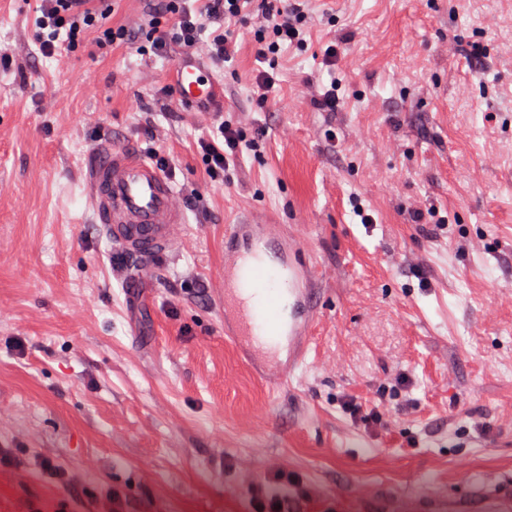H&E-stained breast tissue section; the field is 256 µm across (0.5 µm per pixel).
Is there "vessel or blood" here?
Instances as JSON below:
<instances>
[{
	"mask_svg": "<svg viewBox=\"0 0 512 512\" xmlns=\"http://www.w3.org/2000/svg\"><path fill=\"white\" fill-rule=\"evenodd\" d=\"M215 81L198 62L180 64L175 91L196 104ZM89 180L102 234L127 251L157 256L176 244L186 216L169 178L139 153L100 149ZM316 274L294 237L273 224H231L224 231V326L236 343L284 383L300 362L317 318Z\"/></svg>",
	"mask_w": 512,
	"mask_h": 512,
	"instance_id": "vessel-or-blood-1",
	"label": "vessel or blood"
}]
</instances>
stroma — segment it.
Listing matches in <instances>:
<instances>
[{"label":"stroma","instance_id":"35a3bbf8","mask_svg":"<svg viewBox=\"0 0 512 512\" xmlns=\"http://www.w3.org/2000/svg\"><path fill=\"white\" fill-rule=\"evenodd\" d=\"M109 4L46 57L35 0H0V512L512 501V0H309L301 41L263 61L271 29L241 20L214 72L253 144L228 177L199 147L214 110L161 92L186 50L105 36L174 15ZM106 141L174 159L172 250L96 231ZM228 224L281 225L318 272L311 348L279 386L224 333ZM351 400L381 422L353 424Z\"/></svg>","mask_w":512,"mask_h":512}]
</instances>
